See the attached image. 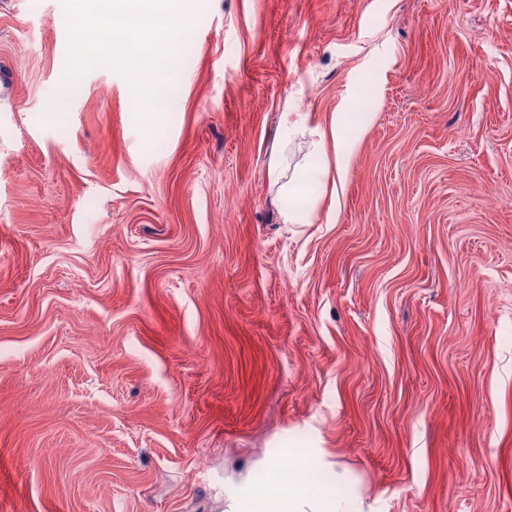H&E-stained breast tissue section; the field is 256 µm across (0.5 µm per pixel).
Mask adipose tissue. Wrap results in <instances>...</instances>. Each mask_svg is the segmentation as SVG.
<instances>
[{
  "label": "adipose tissue",
  "mask_w": 512,
  "mask_h": 512,
  "mask_svg": "<svg viewBox=\"0 0 512 512\" xmlns=\"http://www.w3.org/2000/svg\"><path fill=\"white\" fill-rule=\"evenodd\" d=\"M312 156L300 177L281 188L283 197L294 201L283 212L285 223H309L316 192L330 178L322 151H313ZM263 466L271 477L268 488L255 491L244 486L236 490L231 512H376L362 483L347 469L337 468L336 483L332 486L312 483L304 471L283 485L275 476V459H266Z\"/></svg>",
  "instance_id": "obj_1"
}]
</instances>
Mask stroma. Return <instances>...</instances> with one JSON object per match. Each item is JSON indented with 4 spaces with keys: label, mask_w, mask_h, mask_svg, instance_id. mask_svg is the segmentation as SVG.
Returning <instances> with one entry per match:
<instances>
[{
    "label": "stroma",
    "mask_w": 512,
    "mask_h": 512,
    "mask_svg": "<svg viewBox=\"0 0 512 512\" xmlns=\"http://www.w3.org/2000/svg\"><path fill=\"white\" fill-rule=\"evenodd\" d=\"M66 51L63 0H0V512H228L292 447L512 512V0H203L149 135L106 68L42 121ZM347 112H337L332 118L330 125V136L333 141L336 153V180L332 179L331 193L334 197L337 191V180L341 181L342 155L349 153L354 147V142L345 136L347 123ZM325 133L320 135L321 141L318 143V150L314 149L309 157V161L301 173L299 179L291 180L281 188L284 198H292L297 203L289 206L283 212V219L288 224H310V216L314 208L316 191L322 190L330 178V171L327 163L323 159L324 153L321 150V143ZM311 158H316L313 163Z\"/></svg>",
    "instance_id": "stroma-1"
}]
</instances>
